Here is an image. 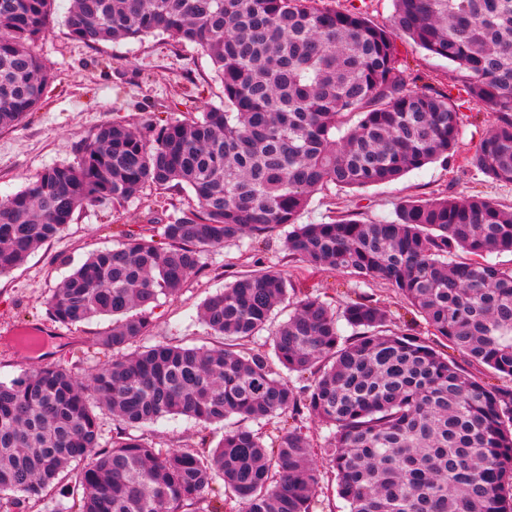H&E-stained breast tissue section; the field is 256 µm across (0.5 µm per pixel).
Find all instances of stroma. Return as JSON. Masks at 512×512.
I'll return each instance as SVG.
<instances>
[{
  "label": "stroma",
  "mask_w": 512,
  "mask_h": 512,
  "mask_svg": "<svg viewBox=\"0 0 512 512\" xmlns=\"http://www.w3.org/2000/svg\"><path fill=\"white\" fill-rule=\"evenodd\" d=\"M70 0H56L53 22L35 46V53L53 74L41 106L13 127L0 129V199L22 190L45 168L76 162L82 145L104 123L136 128L144 122H188L224 103L210 57L194 44L165 36L139 41L87 45L74 40L65 25ZM401 60L416 85L448 95L461 122L457 149L448 161H436L399 180L362 189L329 187L312 195L300 221L320 223L356 214L360 219L393 217L406 198L478 195L512 209V183L490 179L466 163L495 124V115L478 110L459 92L458 75L446 60L409 41H400ZM190 192L153 186L143 188L124 207L89 206L77 211L72 224L38 248L11 273L0 276V381L20 376L37 362L69 367L86 376L105 359L97 336L112 321L100 317L65 328L47 314L46 300L74 266L95 250L141 233L148 219L166 222L174 212L194 205ZM283 232L264 242L249 239L206 251L202 269L174 295L160 298L154 308L146 344L188 346L215 344L206 334L199 311L204 299L257 267L280 271L298 281L302 263L284 248ZM318 291L339 308L358 293L373 295L390 315V326L427 336L423 319L383 280L356 284L346 274L322 269L313 279ZM145 431L162 449L194 446L202 438L218 442L222 425H202L183 416H166Z\"/></svg>",
  "instance_id": "stroma-1"
}]
</instances>
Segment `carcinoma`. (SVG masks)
Instances as JSON below:
<instances>
[{"mask_svg": "<svg viewBox=\"0 0 512 512\" xmlns=\"http://www.w3.org/2000/svg\"><path fill=\"white\" fill-rule=\"evenodd\" d=\"M54 2L0 0V128L42 104L52 75L33 44ZM65 24L87 45L195 44L224 105L189 123L103 124L77 162L0 200V275L86 206L120 208L146 186L197 200L91 253L47 298L64 327L112 317L97 339L112 355L85 381L35 365L0 382V497L40 501L82 461L65 512H188L217 483L208 512H313L319 454L349 512H512V387L485 384L441 350L512 377V269L492 260L512 253V212L468 196L406 200L393 218L298 223L317 191L388 183L454 153L459 113L448 96L410 87L402 37L456 66L464 93L494 112L470 163L512 182V0H394L390 29L321 0H73ZM285 227L291 258L386 281L433 340L391 329L370 295L337 310L261 266L203 302L221 344L129 351L148 336L158 296L182 288L204 252ZM290 295L272 354L246 347ZM103 411L119 423L108 446ZM167 415L234 426L210 449L162 451L133 434ZM307 416L329 429L324 447L296 425ZM274 419L293 425L268 446L253 425Z\"/></svg>", "mask_w": 512, "mask_h": 512, "instance_id": "cac0c4a2", "label": "carcinoma"}]
</instances>
